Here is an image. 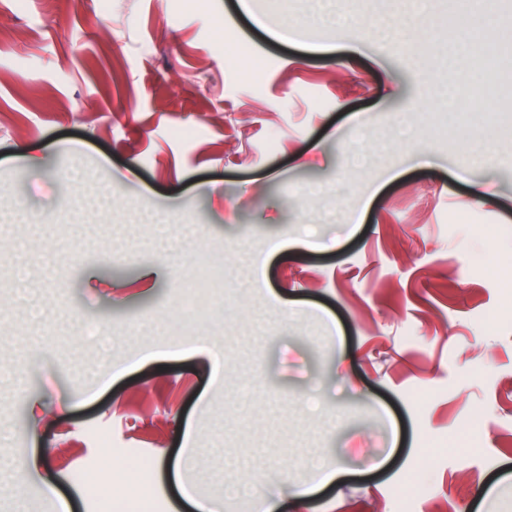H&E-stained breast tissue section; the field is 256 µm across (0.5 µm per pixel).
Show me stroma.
I'll return each mask as SVG.
<instances>
[{
    "mask_svg": "<svg viewBox=\"0 0 512 512\" xmlns=\"http://www.w3.org/2000/svg\"><path fill=\"white\" fill-rule=\"evenodd\" d=\"M320 3L274 0L286 45L238 0H0V512H48V479L74 512L100 484L186 512L159 468L187 439L224 512H512V97L474 89L480 0H430L423 71L387 49L412 0H331L341 31ZM488 13L512 75V0ZM485 127L460 180L453 131ZM209 261L223 309L175 326ZM315 460L342 472L299 495Z\"/></svg>",
    "mask_w": 512,
    "mask_h": 512,
    "instance_id": "obj_1",
    "label": "stroma"
}]
</instances>
